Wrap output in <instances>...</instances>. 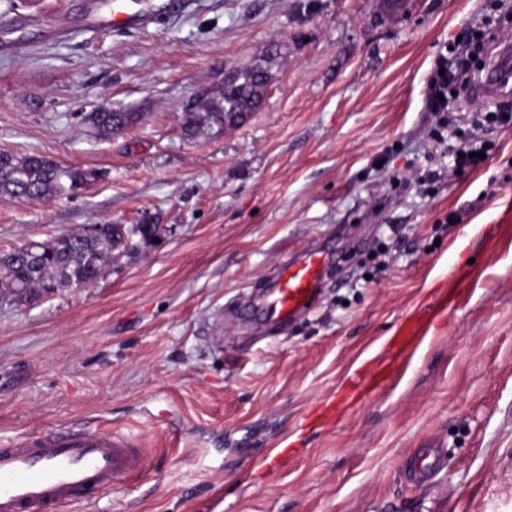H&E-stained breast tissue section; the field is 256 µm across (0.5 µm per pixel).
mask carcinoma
Instances as JSON below:
<instances>
[{
	"label": "carcinoma",
	"instance_id": "obj_1",
	"mask_svg": "<svg viewBox=\"0 0 512 512\" xmlns=\"http://www.w3.org/2000/svg\"><path fill=\"white\" fill-rule=\"evenodd\" d=\"M236 80L214 88L184 109L182 127L187 138H208L235 128L243 116L265 98L268 82L249 66L238 68ZM138 112H88L84 122L110 135L137 123ZM95 179V172L64 167L39 155L17 157L0 153V193L16 197H69L73 187ZM122 237L113 224H98L93 234L65 232L32 244V253L0 256V289L35 294L44 288H92L122 256Z\"/></svg>",
	"mask_w": 512,
	"mask_h": 512
}]
</instances>
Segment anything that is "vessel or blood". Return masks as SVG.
<instances>
[{
    "label": "vessel or blood",
    "instance_id": "b4317fda",
    "mask_svg": "<svg viewBox=\"0 0 512 512\" xmlns=\"http://www.w3.org/2000/svg\"><path fill=\"white\" fill-rule=\"evenodd\" d=\"M330 262L329 255L313 249L283 263L263 296L249 304L252 318L273 325L291 323L314 305ZM429 327L426 318L408 321L394 341L393 360L366 367L342 399H328L320 413L322 423H334L366 387L391 381ZM138 472V456L126 437L99 427L56 426L0 448V512H50L85 501L90 493Z\"/></svg>",
    "mask_w": 512,
    "mask_h": 512
}]
</instances>
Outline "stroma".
I'll return each mask as SVG.
<instances>
[{"label": "stroma", "mask_w": 512, "mask_h": 512, "mask_svg": "<svg viewBox=\"0 0 512 512\" xmlns=\"http://www.w3.org/2000/svg\"><path fill=\"white\" fill-rule=\"evenodd\" d=\"M0 0V152L91 169L67 198L0 194V251L94 224L165 225L90 289L0 303V448L59 424L135 440L143 472L61 512H512V124L488 160L430 185L437 55L512 0ZM266 57L240 127L192 141L187 101ZM141 113L111 136L98 107ZM461 209L457 223L448 214ZM332 255L339 277L287 330L243 315L273 270ZM407 368L331 426L316 412L444 289ZM442 448L428 484L405 468ZM286 463L266 468L274 449Z\"/></svg>", "instance_id": "1"}]
</instances>
